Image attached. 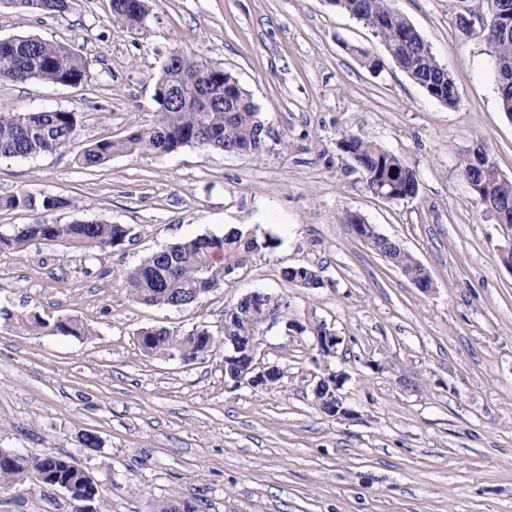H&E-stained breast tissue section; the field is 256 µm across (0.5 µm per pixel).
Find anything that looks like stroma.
Returning a JSON list of instances; mask_svg holds the SVG:
<instances>
[{"mask_svg": "<svg viewBox=\"0 0 512 512\" xmlns=\"http://www.w3.org/2000/svg\"><path fill=\"white\" fill-rule=\"evenodd\" d=\"M453 73L460 102L429 97L382 42L328 0H154L146 29L109 19L108 0H72L56 15L0 5V39L65 42L92 64L70 87L1 83L0 106L78 115L71 146L0 159V196L61 200L51 211L0 210V231L97 220L132 229L124 245L75 251L38 240L0 254V448L66 459L100 487L96 512H153L169 498L199 512H512V247L461 179V153L483 145L512 180V117L502 112L481 19L489 0H395ZM461 13L476 20L470 32ZM383 68L362 67L357 49ZM201 55L232 72L272 128L263 161L187 146L115 155L96 167L85 146L156 119L167 55ZM353 132L415 167L417 195H371L338 143ZM357 212L428 271L422 292L354 234ZM237 228L280 244L183 308L133 300L125 273L153 252ZM320 271L323 287L285 281ZM253 290L288 296L294 315L342 342L321 356L309 334L271 330L261 362L270 390L224 378V344L190 364L145 355L142 329L219 331L224 310ZM76 317L88 337L36 335L16 314ZM340 371L352 414L313 402L323 369ZM418 382V390L404 380ZM95 433L99 448L81 443ZM81 502L29 477L0 488V512H80ZM283 278L300 288L317 289L323 287L324 280L317 270L310 267H289L283 270Z\"/></svg>", "mask_w": 512, "mask_h": 512, "instance_id": "obj_1", "label": "stroma"}]
</instances>
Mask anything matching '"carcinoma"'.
Instances as JSON below:
<instances>
[{
	"label": "carcinoma",
	"instance_id": "obj_1",
	"mask_svg": "<svg viewBox=\"0 0 512 512\" xmlns=\"http://www.w3.org/2000/svg\"><path fill=\"white\" fill-rule=\"evenodd\" d=\"M20 12L54 15L66 12L71 0H5ZM393 0H330V5L362 22L379 38L393 62L430 97L454 108L459 99L457 85L448 67L440 63L430 45L415 26L393 6ZM112 22L131 30L143 28L148 15V0H109ZM485 40L492 69H501L512 77V26L508 30L488 29ZM91 63L72 45L47 41L35 36L0 39V82L26 83L41 81L77 87L91 76ZM157 85L165 95L154 97L157 120L150 126L132 130L120 139H102L84 147L75 155L78 165L94 167L114 155H165L186 146L220 149L232 154L246 152L261 160L269 152V137L264 135L265 119L252 95L236 84L232 111H224V69L210 65L202 56L179 50L171 53L164 64ZM77 113L65 110L14 112L0 110V157H27L53 153L68 147L77 134ZM340 149L348 155L352 169L363 176L367 191L380 193L390 201L412 198L418 191V174L401 157L356 134L344 135ZM482 155L473 149L460 155L459 169L463 181L477 199L491 197L501 210L512 216V182L489 185L481 179L480 165L493 160L483 147ZM61 201L30 192L0 197V208L52 210ZM347 231H356L386 263L410 276L423 266L403 246L388 241L366 228L359 213L343 217ZM125 226L100 221H76L71 224H28L12 233L0 232V252L20 249L33 240H63L84 252L114 248V240L124 234ZM280 244L277 237L261 238L239 229L222 236L196 237L169 246L145 258L125 274V284L132 298L147 306H186L197 302L217 285L228 284L233 277L224 273L248 265L253 256L273 250ZM283 278L306 289L324 287L318 271L306 267H289ZM237 304L224 310L223 336H251L253 327L266 316L263 305L249 310L250 318L236 316ZM16 321L35 334L90 336L92 330L83 321L69 317L54 323L39 314H20ZM215 342L207 329L183 333L166 328L144 329L139 344L148 356L177 354L194 362L211 350ZM41 476L45 484H72L87 495L99 491L83 483V470L55 456H30L0 449V487H11L29 476Z\"/></svg>",
	"mask_w": 512,
	"mask_h": 512
}]
</instances>
